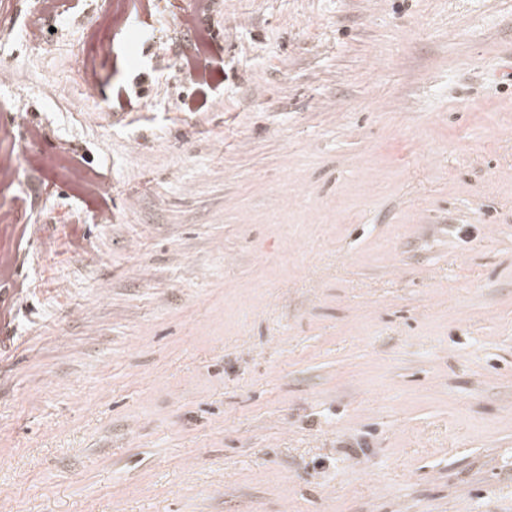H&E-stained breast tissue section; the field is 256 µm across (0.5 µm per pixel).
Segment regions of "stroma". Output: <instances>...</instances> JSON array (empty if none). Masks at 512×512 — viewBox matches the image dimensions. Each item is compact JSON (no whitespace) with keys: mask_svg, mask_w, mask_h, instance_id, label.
Here are the masks:
<instances>
[{"mask_svg":"<svg viewBox=\"0 0 512 512\" xmlns=\"http://www.w3.org/2000/svg\"><path fill=\"white\" fill-rule=\"evenodd\" d=\"M1 256L0 512H512V0H0Z\"/></svg>","mask_w":512,"mask_h":512,"instance_id":"stroma-1","label":"stroma"}]
</instances>
